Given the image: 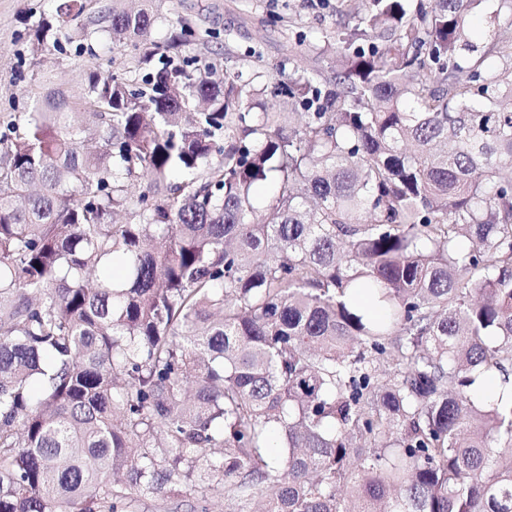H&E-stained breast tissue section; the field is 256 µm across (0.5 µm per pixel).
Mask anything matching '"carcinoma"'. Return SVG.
I'll use <instances>...</instances> for the list:
<instances>
[{
	"instance_id": "cac0c4a2",
	"label": "carcinoma",
	"mask_w": 512,
	"mask_h": 512,
	"mask_svg": "<svg viewBox=\"0 0 512 512\" xmlns=\"http://www.w3.org/2000/svg\"><path fill=\"white\" fill-rule=\"evenodd\" d=\"M55 2L134 55L0 124V512H512V18L364 0L272 82ZM498 2L496 0H483L472 11V27L476 34H481L490 26V22L494 20V11L497 9ZM492 16V17H491ZM476 35L475 42L481 41L480 36Z\"/></svg>"
}]
</instances>
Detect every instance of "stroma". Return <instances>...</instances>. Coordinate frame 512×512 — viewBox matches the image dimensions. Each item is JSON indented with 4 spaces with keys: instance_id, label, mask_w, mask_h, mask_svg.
Segmentation results:
<instances>
[{
    "instance_id": "stroma-1",
    "label": "stroma",
    "mask_w": 512,
    "mask_h": 512,
    "mask_svg": "<svg viewBox=\"0 0 512 512\" xmlns=\"http://www.w3.org/2000/svg\"><path fill=\"white\" fill-rule=\"evenodd\" d=\"M52 8L51 0H0V119L31 111L35 92L76 96L89 71L105 79L130 65V47L113 44L104 32L93 35L86 50L72 43L60 51L33 52L26 29ZM346 12L342 0H163L151 39L162 43L172 24L182 21L191 29L184 52L189 73L208 64L235 69L252 50L277 80L289 61L313 65L303 36L335 28Z\"/></svg>"
}]
</instances>
